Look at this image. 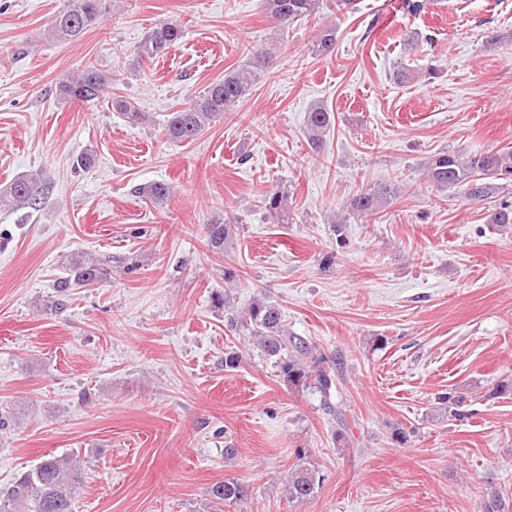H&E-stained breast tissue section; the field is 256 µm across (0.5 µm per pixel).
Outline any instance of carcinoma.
<instances>
[{
    "mask_svg": "<svg viewBox=\"0 0 512 512\" xmlns=\"http://www.w3.org/2000/svg\"><path fill=\"white\" fill-rule=\"evenodd\" d=\"M354 0H266L269 17L278 26L311 16L322 7L347 12ZM104 0H63L47 25L48 36L61 41H72L82 36L97 23L103 10ZM182 37L174 24H157L137 47L140 60H155L165 54ZM336 29L320 30L314 41L316 52L326 55L334 51ZM272 56V48L260 46L253 52V60L240 68L224 74V78L208 85L202 93L194 96L188 105L171 113L166 120L165 134L176 142L193 141L202 134L211 122L246 97L260 78L263 68ZM112 85V75L89 64L76 77L60 85V93L66 98L82 102L100 99ZM115 108L134 124H143L149 119L133 102L121 99ZM332 125V113L322 104L310 107L307 115V138L314 153L323 152L325 136ZM427 181L441 190L458 191L469 201H483L494 192L495 181L505 176L512 179V146L495 152L475 153L466 157L438 152L423 164ZM43 174L32 171L13 179L0 189V211L14 212L34 208L44 194ZM142 193L155 202L166 200L172 193L165 183H152L143 187ZM398 190L391 185H367L350 200L348 211L359 217L378 214L389 200L397 196ZM260 204L273 222L282 223L288 217L290 202L288 194L279 189L264 192ZM207 246L222 251L232 240L233 228L229 222L209 224ZM105 275L101 263L87 255H77L70 261L68 275L57 280L56 290L61 300L59 308L66 306L69 288L89 286L99 282ZM230 327L246 336L273 360L284 379L294 386H314L326 408L333 411L338 426L348 428L346 415L329 403L330 390L335 384L331 372L308 364V343L288 335L280 308L266 300H255L242 316L230 317ZM83 461L79 453H48L32 468L24 471L0 486V512H73V499L83 483ZM316 492V477L307 468L298 467L288 477V500L304 502ZM213 497L224 503L238 504L247 497L246 487L234 480L212 486Z\"/></svg>",
    "mask_w": 512,
    "mask_h": 512,
    "instance_id": "1",
    "label": "carcinoma"
}]
</instances>
